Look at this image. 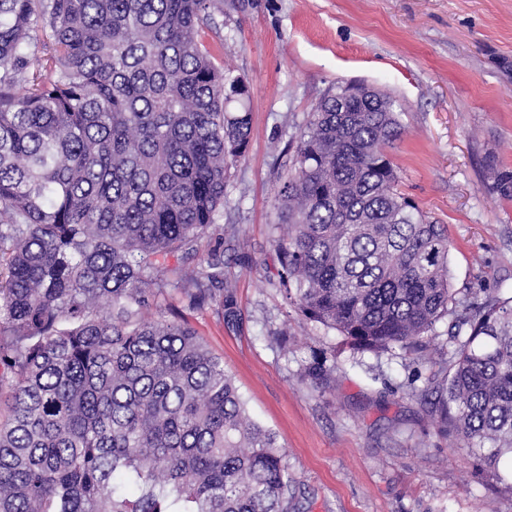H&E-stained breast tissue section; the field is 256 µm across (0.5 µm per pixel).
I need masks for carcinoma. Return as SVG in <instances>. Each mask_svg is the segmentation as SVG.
<instances>
[{"mask_svg":"<svg viewBox=\"0 0 512 512\" xmlns=\"http://www.w3.org/2000/svg\"><path fill=\"white\" fill-rule=\"evenodd\" d=\"M223 8L0 0V512L299 510L276 435L155 305L177 288L239 320L224 245L193 254L251 135L228 111L246 87L198 40ZM400 134L377 91L338 85L312 113L277 192L280 285L357 351L418 354L448 318L441 420L512 489V297H455L447 227L397 189ZM487 169L511 200L512 170Z\"/></svg>","mask_w":512,"mask_h":512,"instance_id":"carcinoma-1","label":"carcinoma"}]
</instances>
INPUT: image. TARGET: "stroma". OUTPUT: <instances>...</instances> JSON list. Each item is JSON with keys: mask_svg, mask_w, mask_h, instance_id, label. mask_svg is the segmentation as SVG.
Here are the masks:
<instances>
[{"mask_svg": "<svg viewBox=\"0 0 512 512\" xmlns=\"http://www.w3.org/2000/svg\"><path fill=\"white\" fill-rule=\"evenodd\" d=\"M199 40L248 89L249 145L228 167L222 216L195 243L200 256L223 243L241 319L226 324L219 305L191 308L169 288L159 311L221 358L286 451L304 512H512V492L442 425L445 392L420 394L456 348L447 321L422 337L425 361L354 352L288 304L275 246L277 191L312 112L360 83L394 100L398 188L447 225L458 298L512 293V201L485 169L491 156L512 169V0H224Z\"/></svg>", "mask_w": 512, "mask_h": 512, "instance_id": "35a3bbf8", "label": "stroma"}]
</instances>
